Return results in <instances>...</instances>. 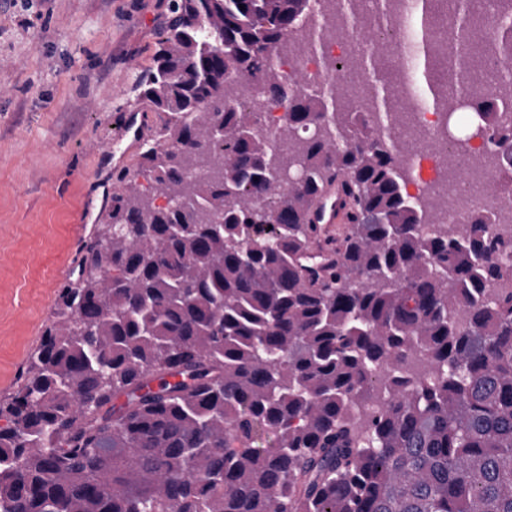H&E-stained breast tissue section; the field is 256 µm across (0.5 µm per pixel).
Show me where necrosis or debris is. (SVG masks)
<instances>
[{
	"label": "necrosis or debris",
	"mask_w": 512,
	"mask_h": 512,
	"mask_svg": "<svg viewBox=\"0 0 512 512\" xmlns=\"http://www.w3.org/2000/svg\"><path fill=\"white\" fill-rule=\"evenodd\" d=\"M362 34L358 28L343 37L328 38L320 50H309L299 57L278 54V65L289 80L296 67H304L309 87H320L328 80L326 60L353 54ZM446 127L445 112L422 103L408 104L393 119L391 135L405 147L401 163L411 174L409 193L439 198L435 221L453 226L465 223L476 211L499 208L505 199L503 185H512V172L480 165V158L489 154L486 142L475 138L467 148H456Z\"/></svg>",
	"instance_id": "obj_1"
}]
</instances>
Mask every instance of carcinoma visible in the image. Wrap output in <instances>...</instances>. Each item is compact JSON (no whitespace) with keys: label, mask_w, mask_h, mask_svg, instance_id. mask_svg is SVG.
<instances>
[{"label":"carcinoma","mask_w":512,"mask_h":512,"mask_svg":"<svg viewBox=\"0 0 512 512\" xmlns=\"http://www.w3.org/2000/svg\"><path fill=\"white\" fill-rule=\"evenodd\" d=\"M170 2L137 77L154 134L0 397V512H512V233L496 212L430 223L386 132L421 95L512 169V86L463 67L468 0L447 37L411 28L448 85L371 80L354 112L345 60L309 91L273 58L344 35L358 0L312 29L310 0ZM383 5L385 26L405 0ZM482 50L512 59V24ZM249 79L288 101L286 163ZM338 180L353 216L332 233L308 216Z\"/></svg>","instance_id":"obj_1"}]
</instances>
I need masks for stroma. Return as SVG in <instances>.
Wrapping results in <instances>:
<instances>
[{"mask_svg": "<svg viewBox=\"0 0 512 512\" xmlns=\"http://www.w3.org/2000/svg\"><path fill=\"white\" fill-rule=\"evenodd\" d=\"M170 0H0V396L107 221L120 114L137 107Z\"/></svg>", "mask_w": 512, "mask_h": 512, "instance_id": "stroma-1", "label": "stroma"}]
</instances>
